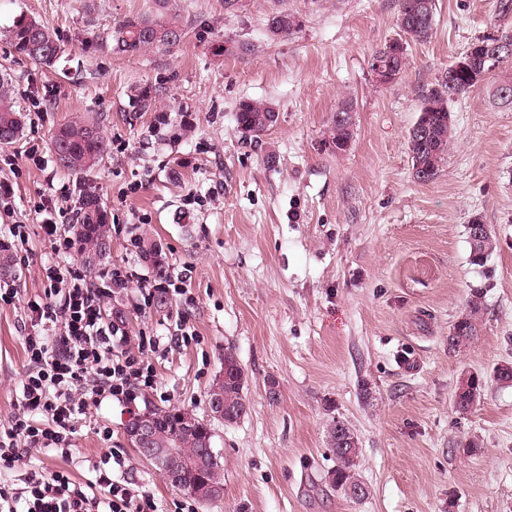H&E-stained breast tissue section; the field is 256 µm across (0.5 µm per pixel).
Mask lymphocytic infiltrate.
<instances>
[{
  "label": "lymphocytic infiltrate",
  "mask_w": 512,
  "mask_h": 512,
  "mask_svg": "<svg viewBox=\"0 0 512 512\" xmlns=\"http://www.w3.org/2000/svg\"><path fill=\"white\" fill-rule=\"evenodd\" d=\"M36 209L44 213L41 230L62 261L44 267V293L27 302L24 346L33 370L22 383L10 425L0 429V471L14 469L27 449L71 457L73 423L88 397L131 404L157 390L149 356L159 352L160 340L131 339L122 323L104 319L102 308L132 287L136 309L145 310L157 297L185 295L191 278L187 268L176 273L160 266L148 276L129 263L88 276L71 261L73 240L52 215L50 201L41 200ZM121 459L113 448L93 463L91 484L63 469L29 470L23 488L0 483V512H155L148 496L115 480L111 466Z\"/></svg>",
  "instance_id": "f902f5d3"
}]
</instances>
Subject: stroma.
Returning <instances> with one entry per match:
<instances>
[{
  "mask_svg": "<svg viewBox=\"0 0 512 512\" xmlns=\"http://www.w3.org/2000/svg\"><path fill=\"white\" fill-rule=\"evenodd\" d=\"M284 8L299 26L271 38L266 20ZM397 11L398 0H240L232 11L224 0L164 8L158 0H0V76L24 112L40 111L34 128L0 145V181L14 190L0 209V241L16 223L29 233L25 262L5 275L18 297L0 304V428L30 368L26 302L43 294V268L56 259L35 203L65 185L71 195L58 205L75 210L91 186L109 224L145 213L164 265L193 268L184 298L140 312L119 294L103 306L130 336L144 331L165 344L152 357L157 392L129 406L90 403L74 422L71 458L32 451L24 464L65 468L85 482L90 462L118 448L115 478L152 496L157 512H177L184 494L129 445L125 426L156 407L206 416L205 393L229 348L248 374L249 410L215 424L224 491L195 501V512H512V386L490 378L512 363V108L493 103L489 82L454 102V144L433 182L415 181L407 150L421 89L492 31L498 0H437L432 37L408 43L405 72L384 85L371 55L398 38ZM22 13L64 41L55 68L11 55L6 30ZM161 15L185 29L178 46L113 51L123 20ZM215 40L252 50L216 56ZM145 85L164 87L161 113L131 111V91ZM348 98L355 135L338 153L325 139ZM244 99L279 110L256 143L237 128ZM78 118L94 119L110 144L86 177L61 167L52 146L56 128ZM33 136L44 165L9 168L5 157ZM475 215L497 239L482 266L470 260L465 231ZM475 289L485 305L481 332L450 352V328ZM179 321L195 340L171 344ZM470 372L488 382L462 414L452 395ZM335 417L359 439L368 498L325 482ZM466 439L482 452L464 453L457 443Z\"/></svg>",
  "mask_w": 512,
  "mask_h": 512,
  "instance_id": "1",
  "label": "stroma"
}]
</instances>
